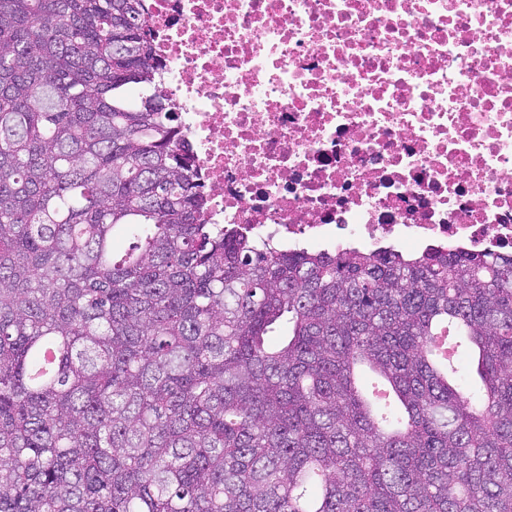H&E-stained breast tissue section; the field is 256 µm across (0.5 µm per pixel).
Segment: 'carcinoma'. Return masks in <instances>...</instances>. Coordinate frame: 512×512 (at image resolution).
<instances>
[{
  "mask_svg": "<svg viewBox=\"0 0 512 512\" xmlns=\"http://www.w3.org/2000/svg\"><path fill=\"white\" fill-rule=\"evenodd\" d=\"M155 41L0 0V512H512V255L208 223Z\"/></svg>",
  "mask_w": 512,
  "mask_h": 512,
  "instance_id": "carcinoma-1",
  "label": "carcinoma"
}]
</instances>
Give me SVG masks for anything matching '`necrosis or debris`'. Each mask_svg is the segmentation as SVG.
I'll list each match as a JSON object with an SVG mask.
<instances>
[{"label": "necrosis or debris", "instance_id": "1", "mask_svg": "<svg viewBox=\"0 0 512 512\" xmlns=\"http://www.w3.org/2000/svg\"><path fill=\"white\" fill-rule=\"evenodd\" d=\"M208 221L512 252V0H149Z\"/></svg>", "mask_w": 512, "mask_h": 512}]
</instances>
